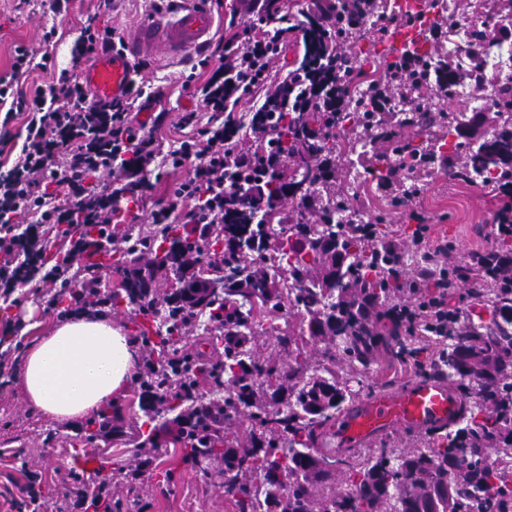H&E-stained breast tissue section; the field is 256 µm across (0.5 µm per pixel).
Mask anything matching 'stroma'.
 <instances>
[{"label":"stroma","mask_w":512,"mask_h":512,"mask_svg":"<svg viewBox=\"0 0 512 512\" xmlns=\"http://www.w3.org/2000/svg\"><path fill=\"white\" fill-rule=\"evenodd\" d=\"M95 17L98 26L116 28L130 34L145 19L165 16L163 0H62L59 11H52L50 0H0V74L10 70L15 49L24 45L38 47L45 28L56 27L60 40L53 54L55 69L72 68L70 48L87 17ZM196 55L151 56V68L145 78L161 93V106L168 116L158 131L163 140L178 138L177 123L182 112L195 108L181 78L189 74ZM416 179L425 192L413 204L390 213H382L380 198L401 191L408 182L404 170H396L384 187L361 195L360 203L369 218L385 214L390 228L389 240L400 244L406 255L418 249H429L443 241H451L447 264H463L469 255L489 246V228L501 206L492 193L463 182L448 180L447 167L418 171ZM427 218L428 230L421 246H414L411 232L418 218ZM10 310L18 322L12 338V357H23L26 348L57 324L56 312L48 308L49 296L38 283H31L15 294ZM112 422L124 431L123 439L101 445L81 446L83 425L57 423L34 408L20 380L0 384V512H32L25 505L17 486L24 483L26 473H36L42 503L49 512H58L64 502L71 477L80 475L83 462L73 457L76 447L94 458H107L102 473L113 500L125 501L131 491H138L141 512H233L223 488L191 468H172L170 457L155 459L143 476L135 470L141 456L131 441L137 434L148 433L152 422L140 407L136 386L111 404Z\"/></svg>","instance_id":"stroma-1"}]
</instances>
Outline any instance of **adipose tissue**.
<instances>
[{"label": "adipose tissue", "mask_w": 512, "mask_h": 512, "mask_svg": "<svg viewBox=\"0 0 512 512\" xmlns=\"http://www.w3.org/2000/svg\"><path fill=\"white\" fill-rule=\"evenodd\" d=\"M135 360L121 327L86 313L53 325L28 348L21 379L36 408L52 421L70 423L123 394Z\"/></svg>", "instance_id": "ef3b65f1"}]
</instances>
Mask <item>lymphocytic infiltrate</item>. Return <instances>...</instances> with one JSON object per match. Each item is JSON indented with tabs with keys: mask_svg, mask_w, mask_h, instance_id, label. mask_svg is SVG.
I'll return each instance as SVG.
<instances>
[{
	"mask_svg": "<svg viewBox=\"0 0 512 512\" xmlns=\"http://www.w3.org/2000/svg\"><path fill=\"white\" fill-rule=\"evenodd\" d=\"M239 3L256 22L241 26L234 13L223 22L211 53L198 61L204 79L187 77L202 109L182 115L181 135L169 149L135 125L157 99L147 84L132 82L126 98L91 105L82 82L65 68L52 72L28 101L15 97L13 86L33 58L50 70L57 30L44 31L39 49H16L10 73L0 75V108L14 100L28 118L21 149L0 174V299L37 280L49 288V308L58 317L101 311L95 257L112 243L128 242L140 224L138 210L150 189L146 174L156 159L186 175L150 211L152 224L191 225L202 241L222 232L225 196L247 206L265 194L286 161L277 147L279 116L335 102L340 75L332 65L314 74L302 66L273 71L289 34L301 27L281 14L276 0ZM122 44L116 30L86 20L72 61ZM25 214L35 221L17 231Z\"/></svg>",
	"mask_w": 512,
	"mask_h": 512,
	"instance_id": "obj_1",
	"label": "lymphocytic infiltrate"
}]
</instances>
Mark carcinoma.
<instances>
[{"instance_id": "1", "label": "carcinoma", "mask_w": 512, "mask_h": 512, "mask_svg": "<svg viewBox=\"0 0 512 512\" xmlns=\"http://www.w3.org/2000/svg\"><path fill=\"white\" fill-rule=\"evenodd\" d=\"M368 11L357 0L336 27V37H352L350 26ZM309 57L323 56L325 36L311 28ZM480 46L512 37V27L479 28L472 33ZM417 37L402 47L389 45L379 55L375 69L380 80L371 84V102L386 106L391 87L428 80ZM500 96L506 111L488 136L472 140L467 124L448 126L457 141L440 154L457 178L472 184L473 175L495 170L490 189L500 193L512 186V85ZM445 103L430 102L425 112H406L398 122L425 128L444 125ZM363 119L348 112L311 110L279 118L280 149L295 162L290 175L270 179V195L245 210L228 206L224 237L207 250L224 254V270L201 263L188 265L186 257L200 250L189 227L167 224L154 235L136 237L120 265L126 274L115 291L98 295L114 305L124 300L134 307L136 339L149 350V368L139 380L141 408L159 415L157 405L177 415L157 424L145 442L148 456L173 445L182 463L224 488L234 512H512V278L500 273L504 257L512 254V233L504 227L489 233V247L464 267L442 271L448 296L458 282L480 284L467 293V305L490 310L485 321L462 319L458 309L439 313L433 296H420L412 308L400 310L405 289L396 271L403 258L380 247L387 234L386 219L366 224H333L331 212L347 203L331 193L315 194L314 186L327 187L329 163L335 162L336 132L353 137ZM370 143L389 142L392 155L372 154L369 171L378 186L388 183L395 165L391 158L410 159L428 169L434 152L411 140L391 134L388 125L377 126ZM465 151L466 162L456 167L453 158ZM291 185L303 186L299 204L316 207L314 221L285 223L277 210ZM423 186L387 201L397 209L407 198L418 196ZM169 247L159 250V245ZM161 252L159 266L170 269L182 288L163 299L153 291L152 275L141 274L140 251ZM273 251L281 274L303 285L295 297L285 299L279 280L267 269L249 271L252 258L265 263ZM289 307L299 315V330L276 334L275 342L288 352L291 363L283 368L255 358L251 344L260 320H274ZM207 316L222 336V351L212 361L189 353L184 346L189 310ZM329 338L323 360L311 363L304 348L311 341ZM440 347L438 362L419 360L418 340ZM413 360L418 371L455 385L464 410L448 431L417 441L414 448H392L386 441L361 453L325 447L327 430L342 411L360 398L364 385L357 374L380 356ZM224 388V396L208 404L195 399L199 380ZM249 423L247 438L233 429L240 416ZM111 421V407L102 408L85 429L81 441L89 444ZM498 465L490 466V450ZM220 459L224 467L210 465ZM98 468L86 472L81 494L84 512H136L139 500L114 503L98 481ZM344 475V485L337 477Z\"/></svg>"}]
</instances>
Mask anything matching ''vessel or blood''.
<instances>
[{
    "label": "vessel or blood",
    "mask_w": 512,
    "mask_h": 512,
    "mask_svg": "<svg viewBox=\"0 0 512 512\" xmlns=\"http://www.w3.org/2000/svg\"><path fill=\"white\" fill-rule=\"evenodd\" d=\"M168 25L146 21L124 51L107 52L80 78L91 102L125 96L133 80L134 56L165 47L174 54L201 49L214 24L205 0H184ZM459 402L448 390L447 381L428 378L390 392L380 390L359 401L353 411L340 418L334 429L340 446L356 448L397 430L422 431L443 426L455 419Z\"/></svg>",
    "instance_id": "1"
}]
</instances>
